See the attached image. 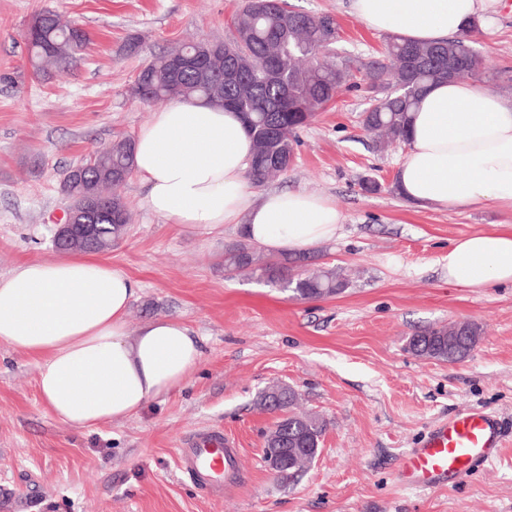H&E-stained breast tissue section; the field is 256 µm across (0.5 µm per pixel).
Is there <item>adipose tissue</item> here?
<instances>
[{"label": "adipose tissue", "mask_w": 512, "mask_h": 512, "mask_svg": "<svg viewBox=\"0 0 512 512\" xmlns=\"http://www.w3.org/2000/svg\"><path fill=\"white\" fill-rule=\"evenodd\" d=\"M351 11L373 30L429 43L468 32L476 19L492 28L499 0H351ZM252 153L239 113L184 97L138 132L134 172L150 210L166 223L188 230L238 224L273 254L334 239L341 213L329 197L250 191ZM396 181L419 208L512 206V103L468 79L428 87L411 115ZM448 282L512 284V226L454 241ZM138 291L124 272L87 256L26 262L0 278V340L36 359L40 395L59 422L125 419L183 386L200 365V342L180 320H152L128 333Z\"/></svg>", "instance_id": "obj_1"}]
</instances>
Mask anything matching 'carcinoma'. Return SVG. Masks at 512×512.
<instances>
[{
	"label": "carcinoma",
	"instance_id": "cac0c4a2",
	"mask_svg": "<svg viewBox=\"0 0 512 512\" xmlns=\"http://www.w3.org/2000/svg\"><path fill=\"white\" fill-rule=\"evenodd\" d=\"M297 17L298 11L288 0H245L231 18L232 40L183 43L154 57L140 69L127 94L143 105L198 96L241 113L253 140L248 178L252 185L261 186L288 173L299 131L325 111L342 89L365 82L370 104L361 124L375 136L374 150L382 153L406 141L410 112L418 107L428 86L448 79V61L469 63L475 72L480 68L473 60L468 34L431 43H412L391 35L383 58L361 62L323 53L339 39L333 17L313 15L290 25ZM25 36L32 66L43 73L49 65L69 63L87 40L81 27L63 22L49 9L32 16ZM181 54L194 57L195 63L176 78L171 63ZM132 173L131 139L101 143L82 164L67 170L62 192L69 206L83 212L88 223L112 228L111 241L115 242L124 236L129 222L124 197L115 188ZM308 262L310 256L303 252L273 260L246 243L224 249V270L255 276L303 299L335 296L348 288V280L334 269L304 271ZM450 336L466 337V345L448 350ZM479 336L474 323L427 328L415 338L430 343V349L416 355L460 361L475 348ZM295 402L286 388L259 395V406L270 412L290 408ZM276 427L282 437L275 443L265 440L266 459L277 448H314L325 432L324 422L298 415L279 418ZM313 459L305 452L274 473L288 484Z\"/></svg>",
	"mask_w": 512,
	"mask_h": 512
}]
</instances>
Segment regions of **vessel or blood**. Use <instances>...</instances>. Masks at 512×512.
<instances>
[{
	"mask_svg": "<svg viewBox=\"0 0 512 512\" xmlns=\"http://www.w3.org/2000/svg\"><path fill=\"white\" fill-rule=\"evenodd\" d=\"M502 446L499 419L483 408L466 407L439 421L417 447L402 456L397 479L410 490H431L471 476L496 460ZM239 450L216 432L182 449L179 466L209 494L221 493L239 472Z\"/></svg>",
	"mask_w": 512,
	"mask_h": 512,
	"instance_id": "obj_1",
	"label": "vessel or blood"
}]
</instances>
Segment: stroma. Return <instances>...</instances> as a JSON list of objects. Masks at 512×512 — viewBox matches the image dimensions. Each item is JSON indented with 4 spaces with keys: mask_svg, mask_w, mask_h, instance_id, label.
<instances>
[{
    "mask_svg": "<svg viewBox=\"0 0 512 512\" xmlns=\"http://www.w3.org/2000/svg\"><path fill=\"white\" fill-rule=\"evenodd\" d=\"M244 0H0V277L54 257L53 224L65 210L60 181L100 143L135 137L154 112L126 91L142 65L188 42L227 41ZM340 25L336 53L367 61L385 35L351 12L350 0H288ZM491 31L472 37L483 60L475 76L512 102V0ZM48 8L88 34L73 61L41 77L24 41ZM137 42L129 51V42ZM359 91L341 92L300 134L286 177L268 190L330 197L342 215L335 239L311 248L316 265L347 274L342 294L300 299L254 276L224 270V248L241 240L232 224L179 230L146 206L129 177L122 194L132 219L102 260L138 282L129 332L173 317L199 337L203 358L188 383L118 422L74 429L56 420L37 389V363L0 341V512H512V285L456 288L448 246L512 225L492 203L429 210L396 188L406 152L379 153ZM380 188L362 190L365 178ZM468 321L481 329L456 362L415 356L407 340L428 327ZM293 388L298 410L327 423L320 451L282 484L263 459L277 413L257 398ZM497 413L499 457L476 475L433 491L405 490L402 455L437 419L464 408ZM224 431L241 452L237 486L213 496L178 467L198 430Z\"/></svg>",
    "mask_w": 512,
    "mask_h": 512,
    "instance_id": "stroma-1",
    "label": "stroma"
}]
</instances>
